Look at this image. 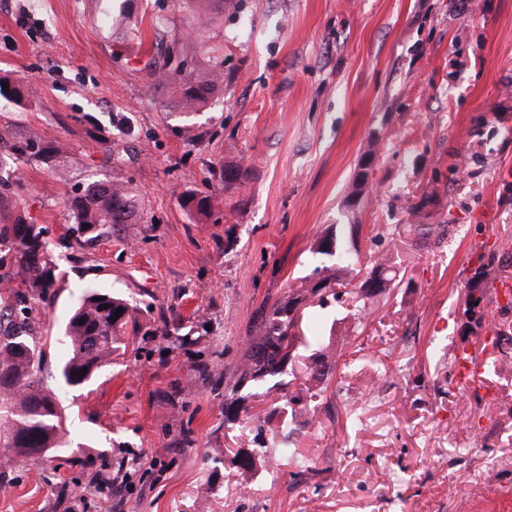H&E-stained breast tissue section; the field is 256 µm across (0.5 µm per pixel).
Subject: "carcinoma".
<instances>
[{"label": "carcinoma", "instance_id": "carcinoma-1", "mask_svg": "<svg viewBox=\"0 0 512 512\" xmlns=\"http://www.w3.org/2000/svg\"><path fill=\"white\" fill-rule=\"evenodd\" d=\"M214 87V80L204 78L196 85H183L181 104L184 111L198 110ZM0 87V97L21 102L32 93L30 83ZM71 213V232L77 241L92 243L106 228L114 224H133L136 219V196L121 182L94 181L78 195L65 199ZM11 252L15 259L14 277L17 285L7 295L0 296V447L18 457L35 458V449L51 454L62 450V414L57 394L37 376L36 364L42 350L27 330L33 304L47 299L55 285L53 256L48 250L43 228L11 219L0 199V249ZM335 256L331 265L315 269L316 283L303 286L288 296V302L273 306L262 315L257 336L253 338L244 368V376L260 381L284 372L297 342L292 329L296 327L294 311L310 297L325 305L328 299L351 301L354 317L365 311L367 300L385 293L389 288L390 258L379 254L371 270L355 268L356 261L340 250L327 252ZM120 317H115L117 310ZM130 314L129 303L109 292L90 289L75 306L64 327L69 346V358L61 368L64 383L75 387L87 382L96 372L112 365V355L119 349ZM337 360L328 352L311 358V378L324 379L336 368ZM87 372H82V368ZM84 376H78V373ZM253 442L262 462L297 460L288 447L287 437L273 430L270 437L258 432Z\"/></svg>", "mask_w": 512, "mask_h": 512}]
</instances>
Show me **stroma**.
<instances>
[{
  "mask_svg": "<svg viewBox=\"0 0 512 512\" xmlns=\"http://www.w3.org/2000/svg\"><path fill=\"white\" fill-rule=\"evenodd\" d=\"M0 0V132L60 144L7 154L0 195L45 229L58 268L31 315L66 447L0 468V512H512V342L477 392L448 359L468 289L492 291L512 244V0ZM208 13L205 25L197 16ZM161 67L222 82L184 113ZM129 182L136 223L69 239L64 199ZM210 196L201 215L186 205ZM393 234L395 286L361 322L309 300L303 326L343 362L288 419L294 464L241 474L253 425L308 386L313 346L241 380L262 311L335 238L369 266ZM95 286L133 313L110 367L66 386L61 331ZM214 493H204L205 485Z\"/></svg>",
  "mask_w": 512,
  "mask_h": 512,
  "instance_id": "obj_1",
  "label": "stroma"
}]
</instances>
